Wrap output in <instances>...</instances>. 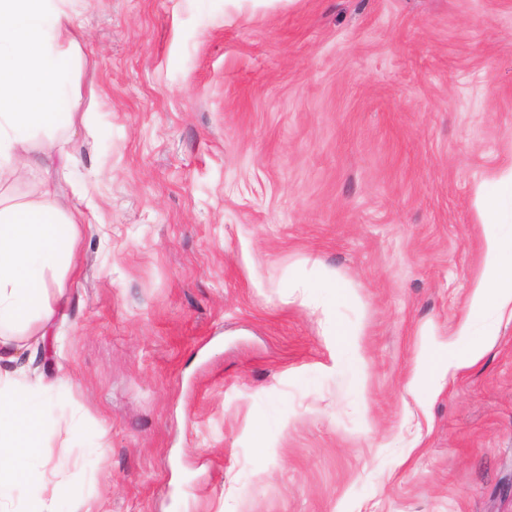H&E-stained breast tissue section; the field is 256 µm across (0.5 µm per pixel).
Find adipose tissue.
<instances>
[{
	"label": "adipose tissue",
	"instance_id": "adipose-tissue-1",
	"mask_svg": "<svg viewBox=\"0 0 512 512\" xmlns=\"http://www.w3.org/2000/svg\"><path fill=\"white\" fill-rule=\"evenodd\" d=\"M64 0H0V177H22L26 168L50 169L58 155L57 133L81 107L70 82L81 26ZM512 199V165L477 190L484 254L468 309L457 333L469 335L482 321L486 339L498 334L495 312H512V233L493 219ZM87 217L77 204L43 183L33 198L0 204V337L27 334L32 322L50 324V275L71 269L79 226ZM37 384L0 369V512L25 482V462L36 449L42 401Z\"/></svg>",
	"mask_w": 512,
	"mask_h": 512
}]
</instances>
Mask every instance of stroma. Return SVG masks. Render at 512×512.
Wrapping results in <instances>:
<instances>
[{
    "label": "stroma",
    "mask_w": 512,
    "mask_h": 512,
    "mask_svg": "<svg viewBox=\"0 0 512 512\" xmlns=\"http://www.w3.org/2000/svg\"><path fill=\"white\" fill-rule=\"evenodd\" d=\"M92 200L17 365L55 512H512V318L459 336L512 163V0H67ZM335 270L355 300L297 280ZM355 330L336 340L335 324ZM483 356L437 387L423 352Z\"/></svg>",
    "instance_id": "35a3bbf8"
}]
</instances>
